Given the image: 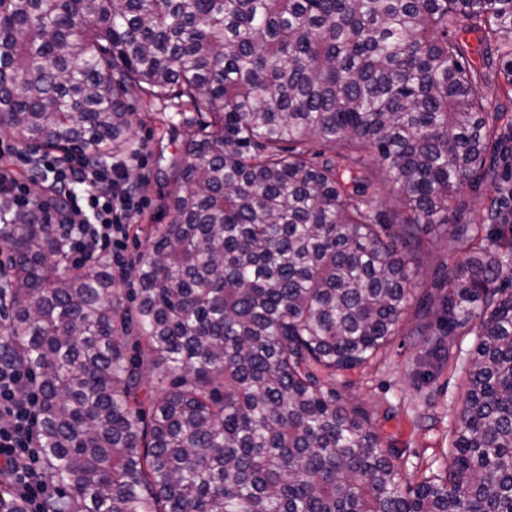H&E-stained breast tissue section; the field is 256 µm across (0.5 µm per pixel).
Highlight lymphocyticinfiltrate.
Listing matches in <instances>:
<instances>
[{"label": "lymphocytic infiltrate", "mask_w": 512, "mask_h": 512, "mask_svg": "<svg viewBox=\"0 0 512 512\" xmlns=\"http://www.w3.org/2000/svg\"><path fill=\"white\" fill-rule=\"evenodd\" d=\"M37 166L51 175L55 192L67 201L63 235L73 263L91 265L106 251L115 266H122L131 223L143 206L142 197L121 176L126 161L103 168L83 156L45 153ZM37 429L31 374L20 365L0 363V471L7 473L27 512H49L56 490L43 475Z\"/></svg>", "instance_id": "1"}]
</instances>
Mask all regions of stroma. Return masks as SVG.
Segmentation results:
<instances>
[{
  "label": "stroma",
  "mask_w": 512,
  "mask_h": 512,
  "mask_svg": "<svg viewBox=\"0 0 512 512\" xmlns=\"http://www.w3.org/2000/svg\"><path fill=\"white\" fill-rule=\"evenodd\" d=\"M131 138L140 147V160L128 168L130 175L144 184V207L130 232L124 270L113 271L116 296L129 301L136 287V269L147 247L151 225L167 224L172 219L165 206L167 187L157 168L159 147L175 150L176 145L162 135L158 121L159 104L144 99L130 103ZM465 254L431 231L420 256V279L427 284L446 281ZM471 341H464L458 360L441 370L423 361L424 352L417 337H396L389 352L371 365L345 372L337 380L345 399L366 408L385 411L379 432L391 447L403 477H412L416 469L442 464L448 453V430L464 405L463 365L468 364Z\"/></svg>",
  "instance_id": "obj_1"
}]
</instances>
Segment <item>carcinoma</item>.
Here are the masks:
<instances>
[{"instance_id":"1","label":"carcinoma","mask_w":512,"mask_h":512,"mask_svg":"<svg viewBox=\"0 0 512 512\" xmlns=\"http://www.w3.org/2000/svg\"><path fill=\"white\" fill-rule=\"evenodd\" d=\"M495 88L512 93V0H0V125L23 145L132 155L130 99L183 130L158 152L173 219L130 306L107 261L70 265L42 213L0 194V357L35 373L52 512H512ZM432 225L466 253L442 294L412 273ZM410 312L437 370L448 338L476 340L446 465L406 481L378 410L336 378ZM25 509L0 478V512Z\"/></svg>"}]
</instances>
